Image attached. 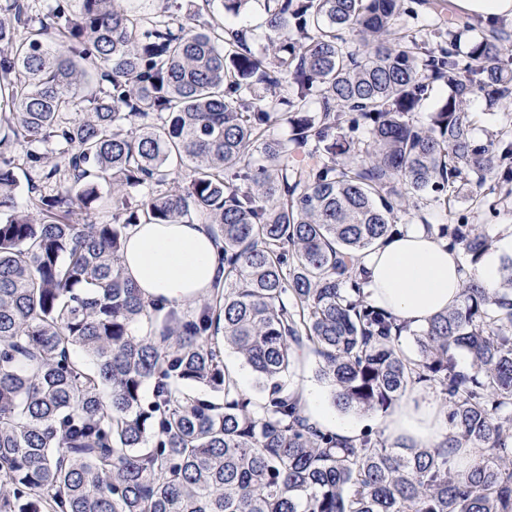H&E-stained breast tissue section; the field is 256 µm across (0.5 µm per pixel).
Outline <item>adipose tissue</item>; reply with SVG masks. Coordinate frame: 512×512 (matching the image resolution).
Here are the masks:
<instances>
[{
	"label": "adipose tissue",
	"instance_id": "1",
	"mask_svg": "<svg viewBox=\"0 0 512 512\" xmlns=\"http://www.w3.org/2000/svg\"><path fill=\"white\" fill-rule=\"evenodd\" d=\"M121 265L144 301L181 308L210 295L221 278L217 248L209 224H135L128 231ZM364 293L370 303L399 322L422 326L456 306L465 274L457 252L419 224L400 227L365 254ZM307 419L344 439L359 436L356 425L337 418L308 390L301 391ZM390 444L434 448L448 435L445 409L418 389L381 418Z\"/></svg>",
	"mask_w": 512,
	"mask_h": 512
}]
</instances>
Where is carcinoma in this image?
I'll list each match as a JSON object with an SVG mask.
<instances>
[{"label":"carcinoma","instance_id":"cac0c4a2","mask_svg":"<svg viewBox=\"0 0 512 512\" xmlns=\"http://www.w3.org/2000/svg\"><path fill=\"white\" fill-rule=\"evenodd\" d=\"M124 2L0 4V130L30 189L13 210L18 166L1 157L0 512H512V256L500 288L468 277L415 358L358 271L418 193L446 206L459 181L512 184V125L484 144L464 109L512 106L507 34L483 29L462 56L450 30L409 33L400 0H220L259 4V34L215 0L183 22ZM437 81L448 95L419 127ZM282 121L291 136L271 135ZM102 206L112 222L90 219ZM195 217L224 282L166 312L123 277L126 234ZM438 235L466 267L490 246L473 224ZM228 348L267 397L243 392ZM301 349L343 411L437 390L446 447L309 423L290 383ZM462 446L478 449L465 474L448 461Z\"/></svg>","mask_w":512,"mask_h":512}]
</instances>
